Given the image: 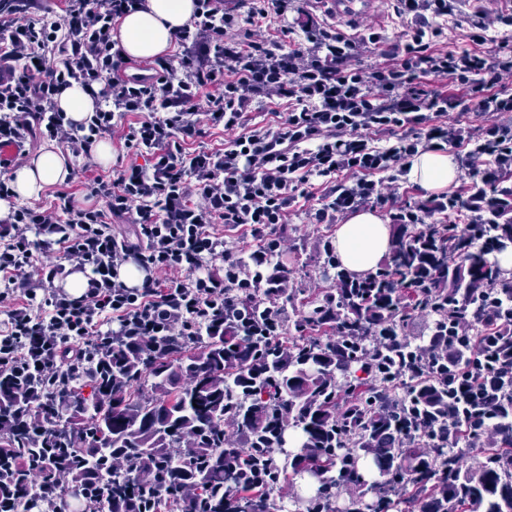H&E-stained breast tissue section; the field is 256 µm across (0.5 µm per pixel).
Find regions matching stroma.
<instances>
[{
    "label": "stroma",
    "mask_w": 512,
    "mask_h": 512,
    "mask_svg": "<svg viewBox=\"0 0 512 512\" xmlns=\"http://www.w3.org/2000/svg\"><path fill=\"white\" fill-rule=\"evenodd\" d=\"M512 0H454L448 16L429 18L427 27L434 30L431 47L455 53L467 52L492 58L512 51V38L501 37L496 16L511 15ZM314 18L327 29L358 39V54L353 63L373 71L392 65L408 34L416 24L414 14L398 10L396 0H375L373 10L358 15L352 21L337 20L325 0H293L287 14L268 12L255 23L270 39L280 42L285 50L296 49L303 41L300 23ZM442 125L460 134V145L445 144L444 150L453 155L459 165V185L471 180L472 168L467 155L475 140L484 137L491 116L476 109L454 111L441 117ZM323 190L321 180L313 179L301 185L300 192L288 214V279L287 290L327 287L318 258L322 240L333 239L337 224L318 221L312 196Z\"/></svg>",
    "instance_id": "35a3bbf8"
}]
</instances>
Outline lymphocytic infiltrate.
<instances>
[{"label": "lymphocytic infiltrate", "instance_id": "1", "mask_svg": "<svg viewBox=\"0 0 512 512\" xmlns=\"http://www.w3.org/2000/svg\"><path fill=\"white\" fill-rule=\"evenodd\" d=\"M145 0H68L64 15L43 0H20L0 11V145H17L0 159V375L47 381L61 392L73 375L89 373V347H120L132 336L176 341L223 322L234 293H262L263 279L245 274L240 256L211 230L247 229L259 260L284 253L282 227L299 185L323 179L319 216L349 213L380 199L376 174L404 169L425 142L447 141L431 103L448 99L414 87L416 70L448 73V55L433 52L413 32L397 66L375 73L355 67V44L318 22L303 27L306 45L291 52L244 28L225 0H194L189 24L174 34L177 51L155 59L147 79L119 78L127 62L112 39L117 22ZM80 84L96 101L84 123L57 104L63 87ZM275 97L291 109L273 127L248 126L253 102ZM134 114L126 141L141 163L96 176V205L57 191L49 208L17 204L10 174L27 156V139L58 142L94 164V146ZM229 132L223 148L194 149L201 125ZM407 124L424 138L402 136L372 146L367 130ZM356 175L355 184L339 174ZM136 225V242L119 239L114 220ZM88 275L79 298L57 288L65 261ZM148 276L130 288L116 277L128 261ZM221 261L223 272L208 265ZM456 387L478 394L497 375L479 342H471Z\"/></svg>", "mask_w": 512, "mask_h": 512}]
</instances>
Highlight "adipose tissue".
I'll list each match as a JSON object with an SVG mask.
<instances>
[{"label":"adipose tissue","instance_id":"1","mask_svg":"<svg viewBox=\"0 0 512 512\" xmlns=\"http://www.w3.org/2000/svg\"><path fill=\"white\" fill-rule=\"evenodd\" d=\"M194 9V0H146L144 8L122 18L113 37L132 58L150 59L166 54L174 33L190 21ZM70 173L68 157L56 143L48 142L14 169L11 186L17 198L35 199L47 186L65 182ZM407 176L424 189H442L457 181L459 167L452 155L428 150L410 160ZM333 246L349 272L365 275L392 248L389 224L377 210L356 211L337 226Z\"/></svg>","mask_w":512,"mask_h":512}]
</instances>
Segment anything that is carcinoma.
I'll list each match as a JSON object with an SVG mask.
<instances>
[{"label": "carcinoma", "mask_w": 512, "mask_h": 512, "mask_svg": "<svg viewBox=\"0 0 512 512\" xmlns=\"http://www.w3.org/2000/svg\"><path fill=\"white\" fill-rule=\"evenodd\" d=\"M495 167L448 200L401 209L464 217L474 237L512 244V126ZM457 224L390 225L392 251L359 280L322 248L331 288L298 300L264 266L259 299L239 291L224 325L170 345L134 337L97 346L99 362L58 394L32 376L0 377V496L45 512L39 475L58 471L107 512H284L277 491L311 478L305 512H336L346 492L372 493L371 512H512V277L489 252L461 247ZM291 307L292 314L285 315ZM416 311L425 339L408 333ZM466 323L484 353L503 361L492 383L498 446L474 468L455 450L448 410L465 428L486 415L457 403L452 382ZM235 424L244 440L225 437ZM406 440L394 445L393 434ZM233 487L232 494L224 493Z\"/></svg>", "instance_id": "1"}]
</instances>
